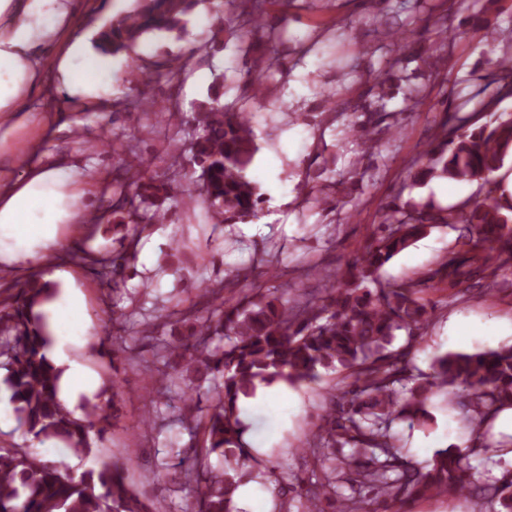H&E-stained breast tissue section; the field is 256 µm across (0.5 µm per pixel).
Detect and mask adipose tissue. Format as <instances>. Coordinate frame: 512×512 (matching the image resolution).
I'll use <instances>...</instances> for the list:
<instances>
[{"instance_id": "1", "label": "adipose tissue", "mask_w": 512, "mask_h": 512, "mask_svg": "<svg viewBox=\"0 0 512 512\" xmlns=\"http://www.w3.org/2000/svg\"><path fill=\"white\" fill-rule=\"evenodd\" d=\"M75 11L74 0H0V154L24 171L21 179L0 182V241L11 242L0 248V266L15 272L36 269L43 254L58 247L63 226L84 223L87 214L91 176L15 144L47 72L59 76L82 110L104 107L114 63L76 36ZM57 278L60 291L43 311L55 339L50 357L61 371L59 398L71 407L80 395L93 394L97 381L64 352L85 333V300L71 274ZM287 398L284 384L258 385L254 395L239 399V416L248 423L261 415L274 417Z\"/></svg>"}]
</instances>
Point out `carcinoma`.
Returning a JSON list of instances; mask_svg holds the SVG:
<instances>
[{"label":"carcinoma","mask_w":512,"mask_h":512,"mask_svg":"<svg viewBox=\"0 0 512 512\" xmlns=\"http://www.w3.org/2000/svg\"><path fill=\"white\" fill-rule=\"evenodd\" d=\"M199 0H137V6L103 27L96 47L114 55L134 50L156 31L180 32L185 17ZM240 12L244 25L264 29L261 0ZM182 67L168 58L140 67L144 79L158 80ZM267 62L258 57L247 70V81L264 83ZM496 96L481 101L490 111L495 101L512 96V60L494 64ZM386 99L363 113L353 131L374 152L380 127L373 117L385 112ZM199 132L190 139L194 186L161 180L144 168L129 174L118 160L113 178L112 233L119 248L98 257L81 250L79 259L100 266V274L116 291L126 286L147 226L162 224L173 207L191 208L201 196L214 226L233 228L262 211L259 187L248 171L257 152L250 118L231 112L220 97L210 99L196 117ZM470 118L450 111L412 165L405 181L411 186L433 178L476 185V190L449 208L413 199L392 201L380 209L379 222L365 250L337 274L325 273L322 285L295 302L278 288L253 283L246 268L230 271L224 283L208 287L197 299L179 297L165 312L141 325L139 341L159 351L163 367L140 360L136 366L155 378L156 392H172L178 402L176 422L190 437L202 436L204 447L170 444L167 460H178L179 484L193 487L187 512H239L233 494L243 479L257 471L261 483L280 496L279 512H322L323 502L336 496V479L352 486L344 499L346 512L385 505L401 512L406 499L449 493L470 494L477 508L491 500L488 512H512V473L492 484H475L461 456L448 449L436 452L424 468L407 459L392 426H411L429 418L430 399L439 393L457 400L478 433L503 406L512 407V346L475 353H447L434 359L429 374H412L401 354L388 351L396 332L420 339L431 310L420 294L443 283L448 290L496 286L512 273V198L499 193L494 173L512 154V113L468 129ZM448 227L457 232L454 246L417 279H381L380 272L397 254L428 230ZM56 289L33 281L0 301V368L21 425L33 439H56L82 460L94 459L78 483L61 479L58 467L20 445L0 446V512H152L126 482L119 462L98 459L94 439H101L118 417L119 389L112 384V405L86 402L81 415L58 398L60 372L48 357L52 337L38 307ZM184 331L172 342L158 333L171 322ZM342 368L349 382L332 396L333 407L317 431L297 452L313 458L304 487H288L278 467L253 454L244 441L245 426L236 415L241 395L255 381L289 385L311 382L319 369ZM351 451L336 459L338 448ZM218 463L212 464L211 457Z\"/></svg>","instance_id":"obj_1"}]
</instances>
